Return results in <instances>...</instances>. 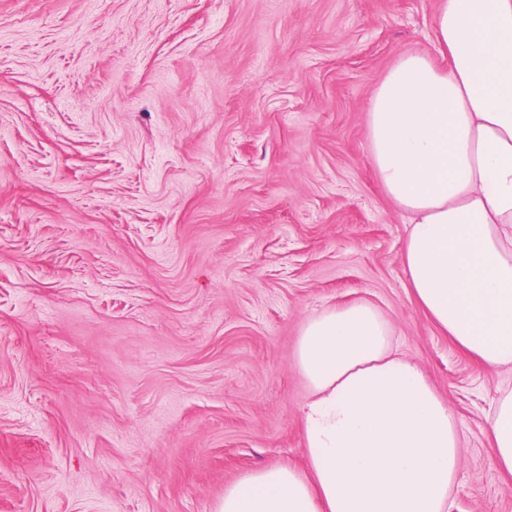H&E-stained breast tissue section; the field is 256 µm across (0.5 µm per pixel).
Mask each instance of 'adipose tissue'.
<instances>
[{
  "label": "adipose tissue",
  "instance_id": "ef3b65f1",
  "mask_svg": "<svg viewBox=\"0 0 512 512\" xmlns=\"http://www.w3.org/2000/svg\"><path fill=\"white\" fill-rule=\"evenodd\" d=\"M434 30L437 57L402 56L376 88L369 159L404 215L416 304L467 357L512 372V0H440ZM294 359L307 470L250 472L216 512H448L455 419L382 314L356 302L310 317ZM490 442L512 477V386Z\"/></svg>",
  "mask_w": 512,
  "mask_h": 512
}]
</instances>
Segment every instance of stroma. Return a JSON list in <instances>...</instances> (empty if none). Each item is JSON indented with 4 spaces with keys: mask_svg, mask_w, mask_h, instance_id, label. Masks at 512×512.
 Wrapping results in <instances>:
<instances>
[{
    "mask_svg": "<svg viewBox=\"0 0 512 512\" xmlns=\"http://www.w3.org/2000/svg\"><path fill=\"white\" fill-rule=\"evenodd\" d=\"M439 0H0V512H214L305 468V320L365 300L447 402L448 512H512V375L407 288L367 112ZM490 442L499 469L512 478V383L501 390L495 403Z\"/></svg>",
    "mask_w": 512,
    "mask_h": 512,
    "instance_id": "35a3bbf8",
    "label": "stroma"
}]
</instances>
